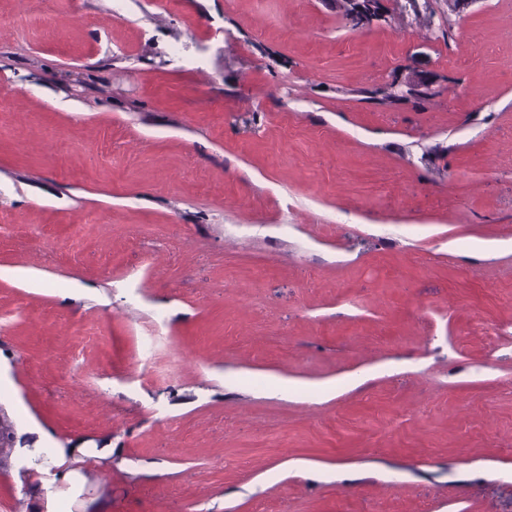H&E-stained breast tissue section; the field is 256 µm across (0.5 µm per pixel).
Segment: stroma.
<instances>
[{"mask_svg":"<svg viewBox=\"0 0 512 512\" xmlns=\"http://www.w3.org/2000/svg\"><path fill=\"white\" fill-rule=\"evenodd\" d=\"M380 2L0 0V512H512V0Z\"/></svg>","mask_w":512,"mask_h":512,"instance_id":"stroma-1","label":"stroma"}]
</instances>
